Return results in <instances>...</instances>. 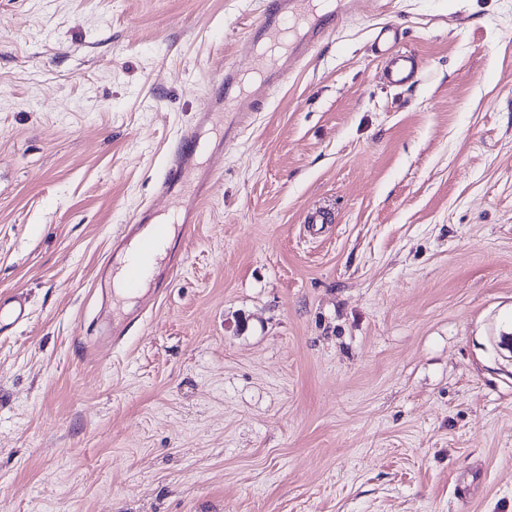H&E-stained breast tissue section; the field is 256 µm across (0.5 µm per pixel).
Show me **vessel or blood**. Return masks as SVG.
<instances>
[{
  "instance_id": "vessel-or-blood-1",
  "label": "vessel or blood",
  "mask_w": 512,
  "mask_h": 512,
  "mask_svg": "<svg viewBox=\"0 0 512 512\" xmlns=\"http://www.w3.org/2000/svg\"><path fill=\"white\" fill-rule=\"evenodd\" d=\"M318 0H265L259 18L238 40L235 60L221 66L219 86L222 101L207 99L198 111L196 123L180 136L174 156L158 180L160 194L170 196L182 187L200 145L203 128L215 121L218 112L230 113L224 131L225 143H233L246 119L258 111L270 89L284 82L352 11V0H338L327 14H319ZM397 27L378 28L371 51L381 58V81L389 86L408 88L415 84L419 64L416 54L400 47ZM168 225L153 221L152 209L139 212L134 222L114 236L112 251L121 253L129 241H136V256L124 262L121 276L131 288L137 287L156 259V248L166 238ZM29 317L27 300L16 294L0 298V334L16 329Z\"/></svg>"
}]
</instances>
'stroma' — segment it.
<instances>
[{"label":"stroma","instance_id":"obj_1","mask_svg":"<svg viewBox=\"0 0 512 512\" xmlns=\"http://www.w3.org/2000/svg\"><path fill=\"white\" fill-rule=\"evenodd\" d=\"M263 2L0 0V512H512V0H359L210 139L167 292L101 333L112 237L184 216L156 178ZM400 33L389 24L378 28L371 51L382 59L380 80L392 87L410 88L416 83L419 64L416 54L400 47ZM27 300L22 294L0 297V334L21 326L29 317Z\"/></svg>","mask_w":512,"mask_h":512}]
</instances>
